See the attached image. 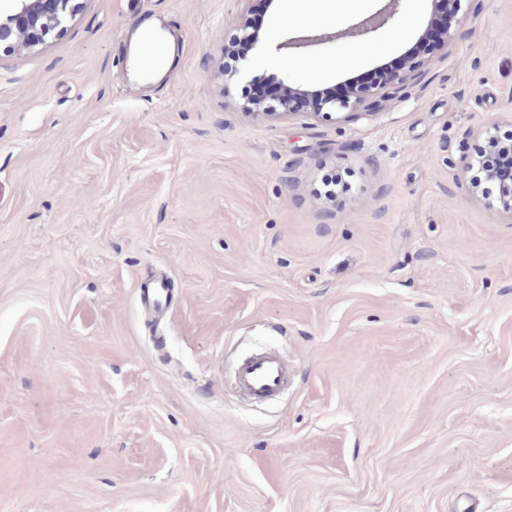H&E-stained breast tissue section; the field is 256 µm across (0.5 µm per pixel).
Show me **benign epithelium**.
Here are the masks:
<instances>
[{"label":"benign epithelium","mask_w":512,"mask_h":512,"mask_svg":"<svg viewBox=\"0 0 512 512\" xmlns=\"http://www.w3.org/2000/svg\"><path fill=\"white\" fill-rule=\"evenodd\" d=\"M11 7L3 11L0 9V46L6 52L20 51L34 47L28 40V33L39 31L50 34L61 32L67 27L72 14L67 12L70 0H9ZM241 8L238 13V27L242 32V39L254 38V29L250 26L252 13L257 9L267 11L274 7L278 0H238ZM383 5L374 13L362 17L342 30L332 27L304 28L271 44V50L276 54H286L291 50L308 55L324 45L332 44L339 39H351L359 46L367 47L379 29L390 22L397 20L401 13L402 3L405 0H382ZM432 11L430 17L420 34V39L434 41L432 52L442 56L448 55V32L440 33L436 30V18L439 11L444 8L461 9L464 0H431ZM426 61L417 60L405 69L390 75L386 81L375 86H364L357 81L345 83V91L336 96L323 97L319 111L321 112H348L362 114L378 105L390 95V90L415 82L422 78ZM311 90L289 80H281L275 85L276 106L282 114H291L296 111L294 98L299 95H309Z\"/></svg>","instance_id":"benign-epithelium-1"}]
</instances>
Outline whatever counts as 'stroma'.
<instances>
[{
	"label": "stroma",
	"instance_id": "1",
	"mask_svg": "<svg viewBox=\"0 0 512 512\" xmlns=\"http://www.w3.org/2000/svg\"><path fill=\"white\" fill-rule=\"evenodd\" d=\"M72 5L0 51V512H512V218L465 173L512 130V0L454 17L370 115L241 91L406 56L429 0L311 58L266 47L379 0H279L231 79L237 0ZM157 20L178 57L140 85L127 38ZM335 175L356 188L329 201ZM261 350L290 378L255 402L233 368ZM169 298V285L166 279L158 278L154 280L142 294V302L147 308L154 309L155 312L161 313L167 307L166 304Z\"/></svg>",
	"mask_w": 512,
	"mask_h": 512
}]
</instances>
